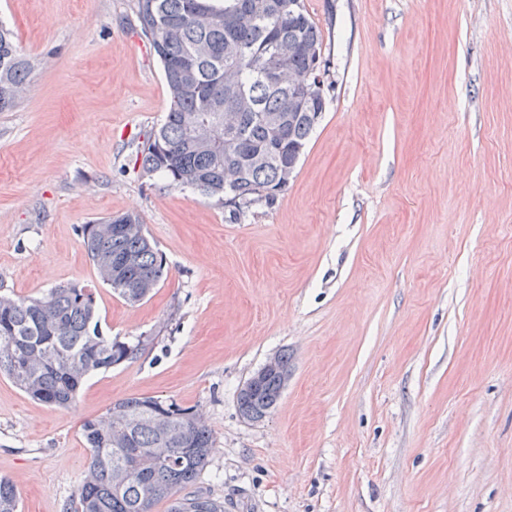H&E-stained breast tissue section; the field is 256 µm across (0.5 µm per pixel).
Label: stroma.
<instances>
[{"instance_id":"obj_1","label":"stroma","mask_w":512,"mask_h":512,"mask_svg":"<svg viewBox=\"0 0 512 512\" xmlns=\"http://www.w3.org/2000/svg\"><path fill=\"white\" fill-rule=\"evenodd\" d=\"M135 0H0L36 63L0 112V287L96 290L142 342L66 407L0 375V477L66 512L88 420L128 397L198 411L195 488L224 512H512V0H304L325 110L287 191L241 220L141 173L168 92ZM139 214L168 274L131 304L80 227ZM262 420L237 396L268 360ZM279 358L275 355L255 373L242 387L245 393H256L264 379L262 392L256 399L245 397L238 394V409L240 414L252 413L254 421L264 418L271 409H273L281 397V377L279 374ZM269 374V375H268ZM244 417L248 420L251 416L246 414Z\"/></svg>"}]
</instances>
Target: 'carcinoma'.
I'll return each instance as SVG.
<instances>
[{
  "instance_id": "obj_1",
  "label": "carcinoma",
  "mask_w": 512,
  "mask_h": 512,
  "mask_svg": "<svg viewBox=\"0 0 512 512\" xmlns=\"http://www.w3.org/2000/svg\"><path fill=\"white\" fill-rule=\"evenodd\" d=\"M142 35L163 67L169 93L167 112L155 132L138 148L141 169L159 176L168 188H191L224 205L226 171L238 178L231 191L251 196L257 184L276 193L279 167L305 148L317 123L318 103L299 104L288 82H269L276 62L275 44L295 45L288 68L309 69L307 48L322 47L321 29L308 11L293 15L288 0H136ZM34 61L19 49L12 32L0 24V112L13 110L29 88ZM233 113L240 129L237 144L224 141V115ZM257 112L282 119L276 137L255 120ZM208 122L219 138L196 142L193 125ZM82 243L97 273L115 268L107 283L130 303L145 299L166 273L165 261L148 237L140 215L126 213L81 229ZM141 344L104 335L95 294L69 284L39 297H20L0 288V374L33 400L65 407L91 374L137 358ZM281 377H265L255 399L238 396L240 414L264 418L281 397ZM169 413L171 433L154 419ZM90 458L70 512H154L170 502L169 512H224V505L203 493L180 495L207 466L211 433L191 408L153 397L123 399L104 415L83 424ZM19 493L0 478V512H18Z\"/></svg>"
}]
</instances>
